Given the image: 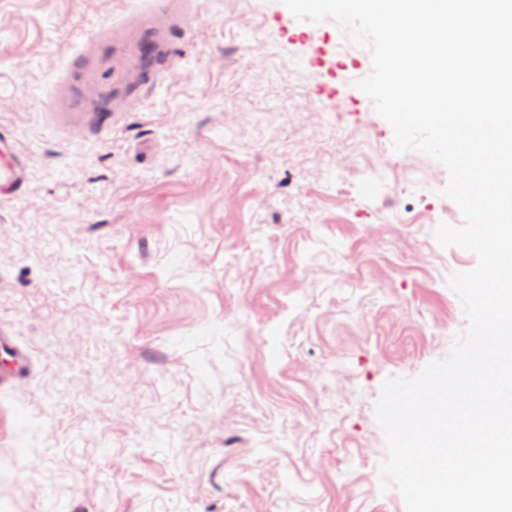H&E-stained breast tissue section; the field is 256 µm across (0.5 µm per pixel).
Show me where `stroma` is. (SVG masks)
<instances>
[{"label": "stroma", "instance_id": "obj_1", "mask_svg": "<svg viewBox=\"0 0 512 512\" xmlns=\"http://www.w3.org/2000/svg\"><path fill=\"white\" fill-rule=\"evenodd\" d=\"M283 0H0V512H405L383 383L468 325L446 169ZM1 350L11 357L13 368L9 373L0 375V387L22 376L30 367L27 352L14 344L11 336L0 332V351Z\"/></svg>", "mask_w": 512, "mask_h": 512}]
</instances>
